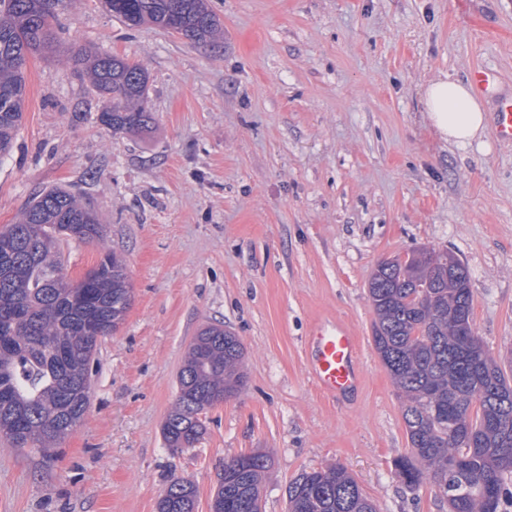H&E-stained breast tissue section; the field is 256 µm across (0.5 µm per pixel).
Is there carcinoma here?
I'll return each instance as SVG.
<instances>
[{
	"label": "carcinoma",
	"mask_w": 512,
	"mask_h": 512,
	"mask_svg": "<svg viewBox=\"0 0 512 512\" xmlns=\"http://www.w3.org/2000/svg\"><path fill=\"white\" fill-rule=\"evenodd\" d=\"M64 0H0V160L9 155L25 108L28 58L59 52L58 7ZM130 27L153 24L194 45L216 44L220 19L207 0H106ZM68 63L104 98L100 123L114 133L143 135L149 72L110 51L65 50ZM98 214L63 187L42 190L16 222L0 230V434L43 457L82 421L91 402V368L98 340L116 332L131 307L125 260L106 253L82 300L59 259L62 241L100 243ZM456 271L434 249L413 251L378 265L368 282L375 311L372 340L403 399L409 440L396 459L409 487L432 481L449 512H512V377L506 365L474 350L460 336L473 324L467 268ZM243 346L221 325L201 330L178 376V394L164 427L167 447L193 448L202 439L205 411L244 385ZM458 469L448 468L454 457ZM269 465L262 452L224 462L211 512H262L259 486ZM482 483L496 486L488 502ZM196 490L172 477L157 512H195ZM289 512H376L372 500L339 466L303 471L288 484Z\"/></svg>",
	"instance_id": "carcinoma-1"
}]
</instances>
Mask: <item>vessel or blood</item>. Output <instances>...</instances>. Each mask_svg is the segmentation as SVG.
<instances>
[{
	"label": "vessel or blood",
	"instance_id": "obj_1",
	"mask_svg": "<svg viewBox=\"0 0 512 512\" xmlns=\"http://www.w3.org/2000/svg\"><path fill=\"white\" fill-rule=\"evenodd\" d=\"M470 82L478 95L494 99L496 131L501 138L512 140V94H499L494 74L483 69L473 70ZM307 358L314 382L330 398L343 399L362 384L358 340L341 323L314 326L307 340Z\"/></svg>",
	"mask_w": 512,
	"mask_h": 512
}]
</instances>
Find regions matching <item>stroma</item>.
Returning <instances> with one entry per match:
<instances>
[{
    "mask_svg": "<svg viewBox=\"0 0 512 512\" xmlns=\"http://www.w3.org/2000/svg\"><path fill=\"white\" fill-rule=\"evenodd\" d=\"M224 27L197 46L104 0L58 12L64 46H96L150 74L143 136L101 125L103 99L53 58L26 64L24 120L0 161V226L42 189L79 193L105 226L69 242L78 279L123 254L133 302L100 339L90 407L46 459L0 436V512H157L170 477L210 512L226 459L266 453L262 512H287L302 471L343 465L377 512H448L430 481L407 487L401 400L372 342L368 281L421 247L467 267L474 324L512 351V142L487 127L461 149L431 127L423 87L472 69L512 93V0H208ZM333 319L359 343L361 387L341 401L313 381L311 327ZM244 346L245 387L202 414L195 447L163 425L198 332Z\"/></svg>",
    "mask_w": 512,
    "mask_h": 512,
    "instance_id": "1",
    "label": "stroma"
}]
</instances>
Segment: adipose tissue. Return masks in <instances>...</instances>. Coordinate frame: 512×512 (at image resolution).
I'll return each instance as SVG.
<instances>
[{"instance_id": "obj_1", "label": "adipose tissue", "mask_w": 512, "mask_h": 512, "mask_svg": "<svg viewBox=\"0 0 512 512\" xmlns=\"http://www.w3.org/2000/svg\"><path fill=\"white\" fill-rule=\"evenodd\" d=\"M422 101L442 140L464 149L483 136L486 115L467 84L447 76L438 78L424 87Z\"/></svg>"}]
</instances>
